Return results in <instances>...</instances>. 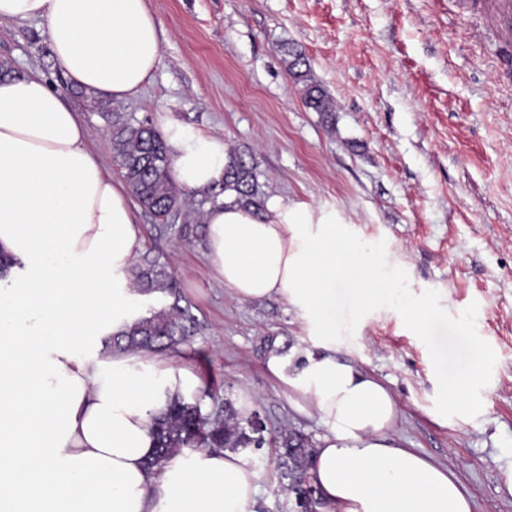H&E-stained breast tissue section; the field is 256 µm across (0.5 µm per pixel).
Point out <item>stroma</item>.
Wrapping results in <instances>:
<instances>
[{
  "label": "stroma",
  "mask_w": 512,
  "mask_h": 512,
  "mask_svg": "<svg viewBox=\"0 0 512 512\" xmlns=\"http://www.w3.org/2000/svg\"><path fill=\"white\" fill-rule=\"evenodd\" d=\"M164 32L161 58L135 98L103 112L73 96L38 20L0 22V63L37 70L82 113L88 144L114 179L112 118L175 119L223 135L254 165L262 198L334 213L371 242L382 271L420 301L413 319L361 302L365 271L336 285L337 324L355 337L336 358L371 374L398 402L391 432L453 472L474 512H512V58L490 9L467 0H148ZM305 55L311 81L334 100L330 118L306 107L285 61ZM140 257L179 283L197 329L162 361L194 373L217 398H251L269 430L318 447L321 421L298 413L267 372L269 343L293 363L313 344L302 311L272 297L236 299L200 242L135 208ZM485 366L465 416L436 419L440 384ZM260 473L258 512H277L269 449L248 450Z\"/></svg>",
  "instance_id": "1"
}]
</instances>
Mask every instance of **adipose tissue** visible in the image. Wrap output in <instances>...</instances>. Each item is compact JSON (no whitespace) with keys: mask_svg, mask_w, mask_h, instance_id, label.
Masks as SVG:
<instances>
[{"mask_svg":"<svg viewBox=\"0 0 512 512\" xmlns=\"http://www.w3.org/2000/svg\"><path fill=\"white\" fill-rule=\"evenodd\" d=\"M41 20L55 61L78 89L136 96L161 57L148 0H0V21ZM176 181H224L222 136L166 118ZM206 258L239 300L277 297L305 310L318 336L340 329L329 306L346 263L367 271L362 298L410 313L415 302L352 242L335 216L273 197L262 213L208 208ZM141 248L128 188L87 145V128L37 72L0 79V512H250L259 474L236 451H199L151 469V419L197 386L191 373L110 353L103 337L131 319L129 271ZM265 366L326 433L310 476L323 512H473L448 469L390 436L388 390L328 353L302 366L269 351Z\"/></svg>","mask_w":512,"mask_h":512,"instance_id":"obj_1","label":"adipose tissue"}]
</instances>
